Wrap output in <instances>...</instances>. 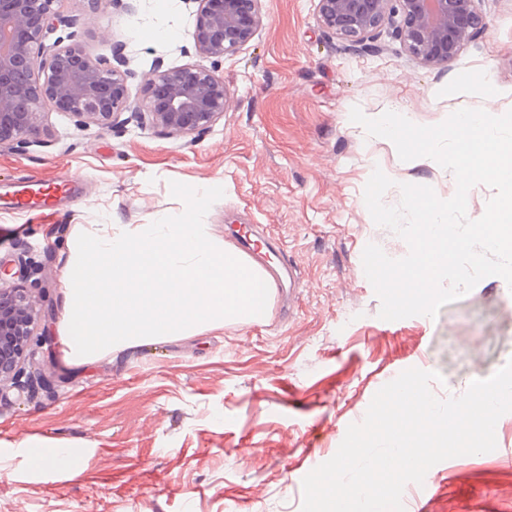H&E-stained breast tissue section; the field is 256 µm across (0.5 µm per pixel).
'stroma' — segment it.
Segmentation results:
<instances>
[{
	"label": "stroma",
	"instance_id": "stroma-1",
	"mask_svg": "<svg viewBox=\"0 0 512 512\" xmlns=\"http://www.w3.org/2000/svg\"><path fill=\"white\" fill-rule=\"evenodd\" d=\"M64 0L70 41L108 53L113 41L135 73L131 96L156 63L200 65L223 78L230 101L210 129L183 137L157 129L110 132L50 112L39 142L0 151V185L77 176L78 194L54 217L0 207V259L27 253L40 267L35 339L25 370L34 390L0 397V512H301L303 478L331 459L375 393L407 367L439 373L440 399L464 393L512 360V288L482 279L436 317L380 319L365 276L368 243L398 259L406 242L372 220L364 187L374 169L442 197L453 174L351 122L393 107L419 125L453 111L512 110V0H479L489 23L456 59L427 66L388 30L353 47L323 28L317 0H262V21L239 51L196 53L191 0ZM500 90L493 101L476 87ZM224 189L204 222L233 246V226L260 225L300 265L301 288L274 293L267 319L227 323L179 340L153 339L95 362L64 366L62 272L70 244L109 224H149L183 212L171 182ZM497 447L444 460L405 493L418 512H512V412ZM70 446L75 472L32 468L24 443Z\"/></svg>",
	"mask_w": 512,
	"mask_h": 512
}]
</instances>
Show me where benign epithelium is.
<instances>
[{
	"mask_svg": "<svg viewBox=\"0 0 512 512\" xmlns=\"http://www.w3.org/2000/svg\"><path fill=\"white\" fill-rule=\"evenodd\" d=\"M62 0H0V148L39 140L52 106L76 126L110 131L134 121L166 135H187L224 117L229 90L213 71L187 64L144 80L143 98L134 100L123 43L110 54H92L61 36L74 19ZM197 4L191 38L197 53L222 58L237 52L261 22V0H190ZM320 24L337 37L360 45L382 28L391 30L409 52L427 65H445L488 23L475 0H318ZM125 67L121 71L112 65ZM129 116H124V113ZM22 262L0 263V394L22 389L20 377L36 320L29 293L13 284Z\"/></svg>",
	"mask_w": 512,
	"mask_h": 512,
	"instance_id": "obj_1",
	"label": "benign epithelium"
}]
</instances>
